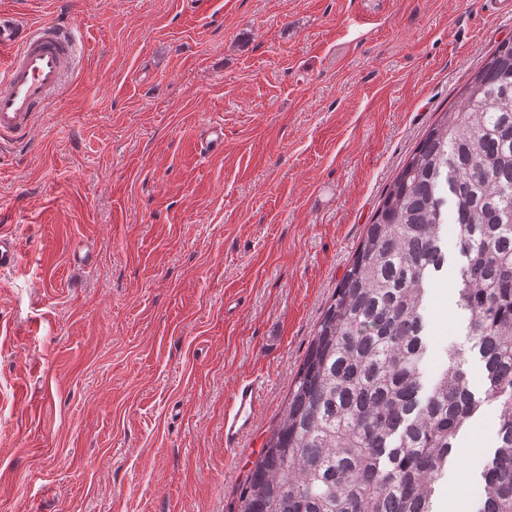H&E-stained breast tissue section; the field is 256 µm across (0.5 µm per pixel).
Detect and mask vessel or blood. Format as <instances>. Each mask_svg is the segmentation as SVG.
<instances>
[{"mask_svg":"<svg viewBox=\"0 0 512 512\" xmlns=\"http://www.w3.org/2000/svg\"><path fill=\"white\" fill-rule=\"evenodd\" d=\"M72 55V38L57 25L46 23L24 32L0 17V139L26 138L49 98L57 91ZM15 238L0 232V271L18 266ZM261 386L241 383L224 413V445L234 448L249 432L256 415Z\"/></svg>","mask_w":512,"mask_h":512,"instance_id":"vessel-or-blood-1","label":"vessel or blood"}]
</instances>
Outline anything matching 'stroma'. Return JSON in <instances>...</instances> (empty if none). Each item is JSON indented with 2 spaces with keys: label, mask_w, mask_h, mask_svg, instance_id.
I'll return each mask as SVG.
<instances>
[{
  "label": "stroma",
  "mask_w": 512,
  "mask_h": 512,
  "mask_svg": "<svg viewBox=\"0 0 512 512\" xmlns=\"http://www.w3.org/2000/svg\"><path fill=\"white\" fill-rule=\"evenodd\" d=\"M75 61L0 145V512H234L337 283L405 157L506 38L480 0H0ZM224 126L208 153L204 129ZM92 255L72 262L74 250ZM453 255L430 367L483 365ZM263 383L224 445L237 385ZM495 406L435 512H476ZM21 253L15 238L6 232H0V271L14 269L20 263Z\"/></svg>",
  "instance_id": "35a3bbf8"
}]
</instances>
